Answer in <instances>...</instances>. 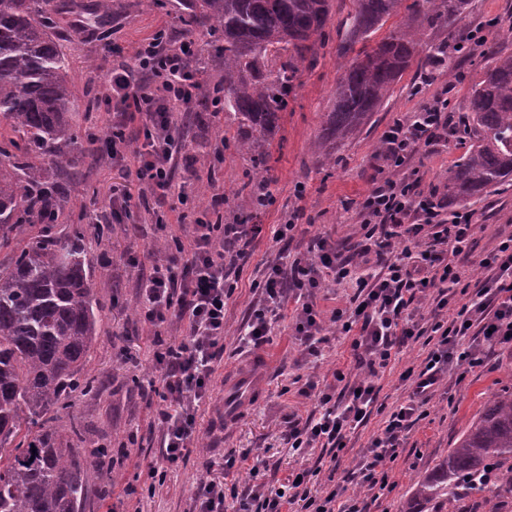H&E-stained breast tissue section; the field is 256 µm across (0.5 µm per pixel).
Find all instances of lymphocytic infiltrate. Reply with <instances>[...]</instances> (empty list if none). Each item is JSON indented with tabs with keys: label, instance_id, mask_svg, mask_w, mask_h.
<instances>
[{
	"label": "lymphocytic infiltrate",
	"instance_id": "lymphocytic-infiltrate-1",
	"mask_svg": "<svg viewBox=\"0 0 512 512\" xmlns=\"http://www.w3.org/2000/svg\"><path fill=\"white\" fill-rule=\"evenodd\" d=\"M192 57L191 49L166 45L155 36L145 39L137 47V58L148 74L147 85L135 83L123 70L113 73L105 89L104 103L116 102L120 108L106 113L114 134L97 152L122 168L125 177L138 184L140 195L186 200L174 172L186 147L177 110L188 106L199 91ZM135 116L144 142L134 151L124 129ZM448 122L445 101L438 97L389 129L381 154L395 175L362 204L364 244L349 253L319 239L292 263L267 264L257 283L259 300L239 337L242 346L261 347L269 342L274 324L287 315L304 355H320L328 341L327 324H336L351 337L360 374L342 388L319 391L316 409L306 419L289 422L284 434L295 451L321 449L308 471L312 477L325 464H338L348 434L364 426L373 413L379 391L371 373L389 365L396 347L423 337L433 340L421 368L405 372L412 380L413 401L391 413L382 433L348 471L353 494L342 497L334 487L315 496L305 481L294 478L279 488L258 484L230 494L222 477L208 475L196 487L190 512H224L228 497L234 512H285L296 504L301 512H365L363 494L387 487L388 467L399 455L403 434L416 422L419 402L427 401L442 384L451 365L478 367L487 352L512 346V233L495 251L474 258V212L458 210L451 220L441 219L440 204L420 190L418 170L405 168L421 148L447 138ZM261 231L257 224H226L201 214L187 241L139 272L143 321L154 327L173 321L185 326L183 335L161 342L154 354L162 382L156 424L163 464L150 466L151 476H158L160 467L185 462L199 441V410L210 398L215 365L224 352V308ZM474 265L484 270V278L467 303L452 308L465 267ZM355 267L364 268V275L352 277ZM350 277L357 291L349 307L323 317L316 290L327 281L340 283Z\"/></svg>",
	"mask_w": 512,
	"mask_h": 512
}]
</instances>
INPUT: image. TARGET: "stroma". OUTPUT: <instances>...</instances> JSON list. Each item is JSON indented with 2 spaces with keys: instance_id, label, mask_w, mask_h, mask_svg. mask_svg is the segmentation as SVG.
<instances>
[{
  "instance_id": "1",
  "label": "stroma",
  "mask_w": 512,
  "mask_h": 512,
  "mask_svg": "<svg viewBox=\"0 0 512 512\" xmlns=\"http://www.w3.org/2000/svg\"><path fill=\"white\" fill-rule=\"evenodd\" d=\"M350 8V0H333L330 19L317 41V64L301 69L296 76L263 177H256L250 159L235 150L216 159L215 134L223 129L224 117L213 114L206 108L204 96H197L192 109L199 118L184 128L188 153L175 172L189 196L183 207L187 223H149L147 213L136 203L130 208V217L113 219L108 201L113 187L134 196L139 190L98 159L90 141H83L79 161L69 174V203L59 229L69 232L77 222L87 226L84 244L89 262L93 269L105 270L108 277V287L99 293L97 346L87 365L100 380L101 390L94 399L73 396L71 412H60L55 425L66 427L69 414L74 413L82 418L90 438L112 442V462L97 463L85 471V512H188L195 486L205 474L204 462L222 464L228 453L249 455L233 474L242 487L264 482V475L250 472L259 460L280 478L309 467L306 456L288 450L283 434L290 419L306 417L314 407V398L304 393L307 381L329 383L337 371L355 375L351 339L332 334L322 357L306 360L299 354L290 320L284 319L275 325L270 343L259 349H239V327L257 298L253 284L260 280L265 263L276 261L283 253L293 257L304 252L312 239L361 241V204L378 183L394 174L379 157L383 135L407 113L425 108L441 94L448 99L453 134L421 149L409 166L419 171L424 195L447 202L448 177L468 139L464 119L467 97L489 63L483 46L474 45L471 36L483 35L502 52L512 53V0H469L451 31L440 25L422 26L417 48L421 69L403 75L364 129L340 148L335 165L326 166L313 145L326 112L333 107L341 65L338 24ZM184 16L175 0H168L163 8L147 7L144 0H114L105 31L84 27L70 16L63 18L56 34L68 56V78L79 101L101 96L113 68L134 67L137 45L160 26L166 29L169 44L191 45L203 88L223 81L224 60L213 37L205 27L186 24ZM447 40L452 43L448 59H430V45ZM469 208L478 220L475 252L482 255L497 247L512 227V182L471 201ZM203 209L219 211L225 223L258 224L262 231L224 310V353L203 416L215 431L202 433L187 463L168 471L164 484L156 487L147 464L158 457L159 434L153 422L161 401L156 395L129 389L128 382L134 377L143 382L158 378L154 360L157 341L176 335L177 330L139 321L137 276L140 265L152 259V244L187 235L190 218ZM292 214L299 224L294 239L286 245L276 243V225ZM95 224L109 225V237L96 240L89 231ZM426 354L423 343H413L401 348L389 366L379 370L374 383L380 389L384 413L373 414L365 426L349 434L340 470L331 479L323 473L314 477L312 492L323 493L331 485L342 484L344 468L381 433L385 412L407 403L411 389L401 375L418 366ZM242 382L256 389L251 401H239L234 393ZM504 389H512V347L495 349L482 366L465 370L449 391H438L425 405L421 419L406 432L400 455L389 470V484L370 502L369 512H402L415 479L447 457L480 416L487 398ZM104 482L109 485L105 497L100 494Z\"/></svg>"
}]
</instances>
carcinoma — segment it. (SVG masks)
I'll return each instance as SVG.
<instances>
[{"instance_id":"cac0c4a2","label":"carcinoma","mask_w":512,"mask_h":512,"mask_svg":"<svg viewBox=\"0 0 512 512\" xmlns=\"http://www.w3.org/2000/svg\"><path fill=\"white\" fill-rule=\"evenodd\" d=\"M193 23L224 41V114L247 130H224V145L265 166L299 67H314L332 0H182ZM338 47L345 61L333 109L316 141L325 158L354 138L416 60V20L453 27L468 0H413L409 14L370 45L403 0H351ZM112 0H0V512H84L85 465L106 456L105 440L86 437L82 420L53 426L71 396L94 397L85 367L97 342V289L74 224L56 231L68 185L38 161L76 165L81 126L57 16L101 20ZM493 59L467 103L469 143L453 165L448 199L469 202L512 181V54ZM512 506V391L495 393L448 457L415 482L404 512H480L494 500Z\"/></svg>"}]
</instances>
